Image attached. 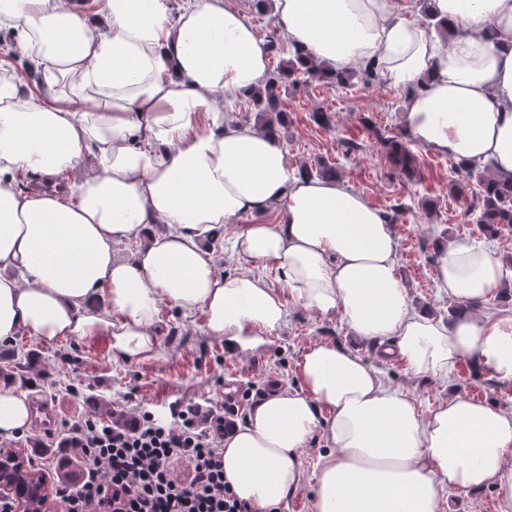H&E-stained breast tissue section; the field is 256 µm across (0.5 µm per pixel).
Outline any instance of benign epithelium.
<instances>
[{
  "label": "benign epithelium",
  "mask_w": 512,
  "mask_h": 512,
  "mask_svg": "<svg viewBox=\"0 0 512 512\" xmlns=\"http://www.w3.org/2000/svg\"><path fill=\"white\" fill-rule=\"evenodd\" d=\"M0 509L3 512H55L47 476L23 453L0 445Z\"/></svg>",
  "instance_id": "7a95c632"
}]
</instances>
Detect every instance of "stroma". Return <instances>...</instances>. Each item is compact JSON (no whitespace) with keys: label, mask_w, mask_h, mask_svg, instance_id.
Returning <instances> with one entry per match:
<instances>
[{"label":"stroma","mask_w":512,"mask_h":512,"mask_svg":"<svg viewBox=\"0 0 512 512\" xmlns=\"http://www.w3.org/2000/svg\"><path fill=\"white\" fill-rule=\"evenodd\" d=\"M230 2L249 17L262 38L275 43L269 68L290 57L292 47L271 10L259 7L257 0ZM281 98V107L288 115L281 134L291 166L325 161L336 167L341 186L362 194L380 210L405 205L404 217L393 226L399 275L416 308L447 317L454 305L437 286L431 258L436 243L481 240L482 234L468 213L476 192L470 189L461 196L452 194L448 156L417 144L412 147L418 166L413 180L399 177L390 168L373 132L378 129L393 135L401 130L404 90L382 82L350 87L313 82L288 88ZM319 110L330 114V126L314 122L312 114ZM350 142L355 144V151H347ZM160 317L161 356L136 364L114 361L104 336L68 339L54 345L24 332L17 336L16 342L26 354L24 371L12 378L0 377V386L33 385L35 391L51 396L58 410L53 434L31 426L24 431L19 448L34 465H41L46 455L54 457L56 465L73 457V449L63 445L66 425L76 418L99 417L100 402L119 408L132 394L137 402L159 410L180 401L218 411L224 404L228 377H235L244 388L265 389L273 383L297 388L301 385L300 362L311 344L351 340L340 315L292 306L268 344L231 354L223 338L207 332L202 310L185 313L165 306ZM357 350L390 384L411 395L422 415H429L453 393L494 401L512 410V382L475 377L468 363L458 364L448 380L441 381L414 375L404 363L382 356L374 344H358ZM70 383L80 384V396L64 394V386ZM323 451L324 441L318 435L303 449L298 487L281 503L280 512H312L318 459Z\"/></svg>","instance_id":"35a3bbf8"}]
</instances>
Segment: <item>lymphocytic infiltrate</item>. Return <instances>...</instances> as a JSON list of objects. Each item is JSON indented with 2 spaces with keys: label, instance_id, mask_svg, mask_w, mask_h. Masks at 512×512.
Returning <instances> with one entry per match:
<instances>
[{
  "label": "lymphocytic infiltrate",
  "instance_id": "obj_1",
  "mask_svg": "<svg viewBox=\"0 0 512 512\" xmlns=\"http://www.w3.org/2000/svg\"><path fill=\"white\" fill-rule=\"evenodd\" d=\"M193 406L162 414L136 406L129 424L94 418L68 425L72 447L91 460L82 480L58 487L62 512H100L107 494H124L121 512H257L224 480V429L209 430ZM186 471H178L177 462Z\"/></svg>",
  "mask_w": 512,
  "mask_h": 512
}]
</instances>
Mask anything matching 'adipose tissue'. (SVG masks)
<instances>
[{"mask_svg":"<svg viewBox=\"0 0 512 512\" xmlns=\"http://www.w3.org/2000/svg\"><path fill=\"white\" fill-rule=\"evenodd\" d=\"M294 50L331 69L374 65L409 90L416 143L512 175V0H429L449 35L398 0H272ZM0 27L41 66L0 60V344L109 338L113 360L157 357L161 306L203 309L229 352L255 349L289 307L340 314L354 337L415 375L461 361L512 382V313L488 311L512 280L497 248L438 243L436 281L457 308L416 310L384 212L336 181L300 176L277 132L228 120L224 102L260 87L269 47L229 0H0ZM495 29L497 41L486 38ZM71 176L66 195L24 192L17 174ZM232 242L235 275L210 243ZM136 243L131 257L115 254ZM273 265L274 279L259 274ZM300 388L258 403L224 434V479L258 512L298 485L315 432L313 512H442L443 488L493 489L512 512V411L454 393L429 416L343 344L314 343ZM25 391L0 386V435L26 428ZM256 219L257 218L252 215H242L234 219L224 229V248H222V244H218L215 247V262L219 272L224 273V275L235 273V266L230 260L231 239L247 224H253Z\"/></svg>","mask_w":512,"mask_h":512,"instance_id":"adipose-tissue-1","label":"adipose tissue"}]
</instances>
